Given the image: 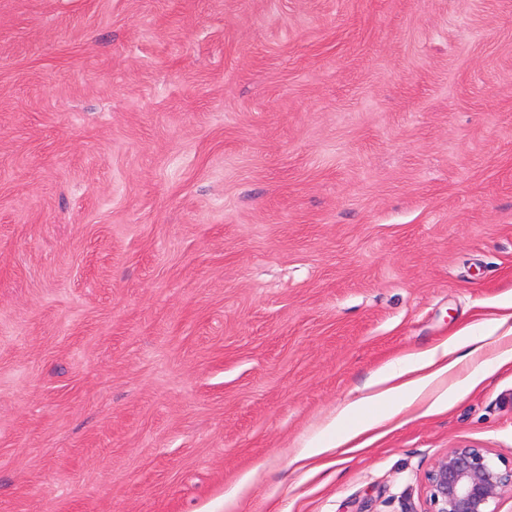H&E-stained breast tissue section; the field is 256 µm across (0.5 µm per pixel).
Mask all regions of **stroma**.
<instances>
[{
	"instance_id": "35a3bbf8",
	"label": "stroma",
	"mask_w": 512,
	"mask_h": 512,
	"mask_svg": "<svg viewBox=\"0 0 512 512\" xmlns=\"http://www.w3.org/2000/svg\"><path fill=\"white\" fill-rule=\"evenodd\" d=\"M506 300L512 0H0V512H423L512 368L302 454Z\"/></svg>"
}]
</instances>
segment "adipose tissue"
Wrapping results in <instances>:
<instances>
[{"instance_id": "ef3b65f1", "label": "adipose tissue", "mask_w": 512, "mask_h": 512, "mask_svg": "<svg viewBox=\"0 0 512 512\" xmlns=\"http://www.w3.org/2000/svg\"><path fill=\"white\" fill-rule=\"evenodd\" d=\"M488 325V332L466 327L431 349L406 354L376 370L362 395L337 410L325 436L309 443L306 457L359 447L403 414H430L448 407L490 371L512 364V304Z\"/></svg>"}]
</instances>
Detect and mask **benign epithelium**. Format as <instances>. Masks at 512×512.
<instances>
[{"mask_svg":"<svg viewBox=\"0 0 512 512\" xmlns=\"http://www.w3.org/2000/svg\"><path fill=\"white\" fill-rule=\"evenodd\" d=\"M425 512H495L492 503L512 495V461L489 448L461 445L425 474Z\"/></svg>","mask_w":512,"mask_h":512,"instance_id":"7a95c632","label":"benign epithelium"}]
</instances>
